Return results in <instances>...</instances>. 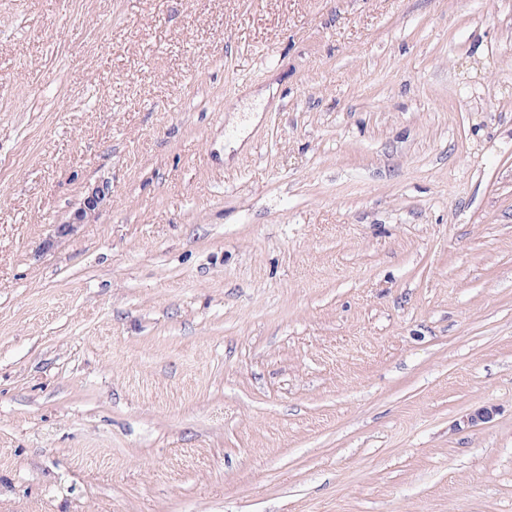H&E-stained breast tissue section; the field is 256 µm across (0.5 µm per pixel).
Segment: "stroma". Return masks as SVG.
Segmentation results:
<instances>
[{
    "mask_svg": "<svg viewBox=\"0 0 512 512\" xmlns=\"http://www.w3.org/2000/svg\"><path fill=\"white\" fill-rule=\"evenodd\" d=\"M0 512H512V0H0ZM108 194L107 183H96L90 185L84 195L80 207L74 212L70 221L59 225V232L65 233L73 230L78 224H84L93 217L104 203Z\"/></svg>",
    "mask_w": 512,
    "mask_h": 512,
    "instance_id": "stroma-1",
    "label": "stroma"
}]
</instances>
